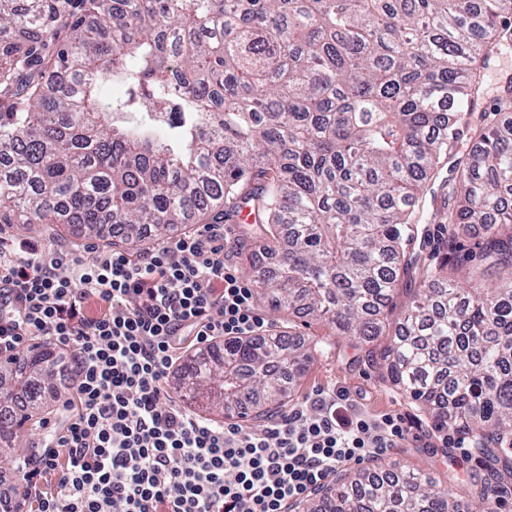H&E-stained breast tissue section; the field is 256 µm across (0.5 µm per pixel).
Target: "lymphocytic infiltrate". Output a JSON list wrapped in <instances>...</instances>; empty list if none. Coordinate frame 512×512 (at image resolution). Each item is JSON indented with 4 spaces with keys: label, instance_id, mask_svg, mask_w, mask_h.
Returning a JSON list of instances; mask_svg holds the SVG:
<instances>
[{
    "label": "lymphocytic infiltrate",
    "instance_id": "lymphocytic-infiltrate-1",
    "mask_svg": "<svg viewBox=\"0 0 512 512\" xmlns=\"http://www.w3.org/2000/svg\"><path fill=\"white\" fill-rule=\"evenodd\" d=\"M225 224L89 263L0 238V357L45 339L67 396L24 473L0 468V512H290L344 465L420 441L406 414L368 415L320 386L258 424L217 423L172 395L188 351L264 341L254 288L231 269Z\"/></svg>",
    "mask_w": 512,
    "mask_h": 512
}]
</instances>
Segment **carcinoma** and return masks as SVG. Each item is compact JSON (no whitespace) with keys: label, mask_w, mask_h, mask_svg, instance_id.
<instances>
[{"label":"carcinoma","mask_w":512,"mask_h":512,"mask_svg":"<svg viewBox=\"0 0 512 512\" xmlns=\"http://www.w3.org/2000/svg\"><path fill=\"white\" fill-rule=\"evenodd\" d=\"M0 0V223L113 225L143 247L180 225L247 208L275 258L252 264L260 299L286 314L266 342L190 359L178 394L245 419L285 408L315 353L303 315L347 337L365 363L439 427L466 431L488 461L475 512H498L512 478V80L491 111L481 75L512 40V0ZM125 97L106 100L112 80ZM471 143L464 156L460 140ZM439 187L448 203L420 201ZM448 225V260L418 258L419 223ZM480 251L458 253L475 226ZM404 282L410 301L393 315ZM54 351L0 361L16 429L58 391ZM298 512H461L421 472L336 474Z\"/></svg>","instance_id":"obj_1"}]
</instances>
